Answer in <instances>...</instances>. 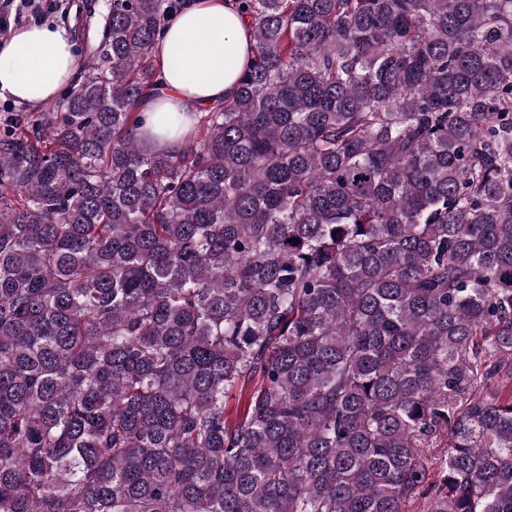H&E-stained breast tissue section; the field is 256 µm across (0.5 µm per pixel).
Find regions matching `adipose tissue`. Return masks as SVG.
<instances>
[{
	"label": "adipose tissue",
	"instance_id": "adipose-tissue-1",
	"mask_svg": "<svg viewBox=\"0 0 512 512\" xmlns=\"http://www.w3.org/2000/svg\"><path fill=\"white\" fill-rule=\"evenodd\" d=\"M252 31L236 0H185L165 39L153 49L159 73L156 96L144 102L147 118L157 113H198L231 97L240 73L251 62ZM29 48L34 64L18 70L0 63V96L30 106L54 99L73 82L78 60L63 26H22L0 41V60ZM179 55L180 68L169 59Z\"/></svg>",
	"mask_w": 512,
	"mask_h": 512
}]
</instances>
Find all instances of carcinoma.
<instances>
[{"label": "carcinoma", "instance_id": "cac0c4a2", "mask_svg": "<svg viewBox=\"0 0 512 512\" xmlns=\"http://www.w3.org/2000/svg\"><path fill=\"white\" fill-rule=\"evenodd\" d=\"M237 2L176 150L140 108L184 0H110L4 118L0 512H512V0Z\"/></svg>", "mask_w": 512, "mask_h": 512}]
</instances>
